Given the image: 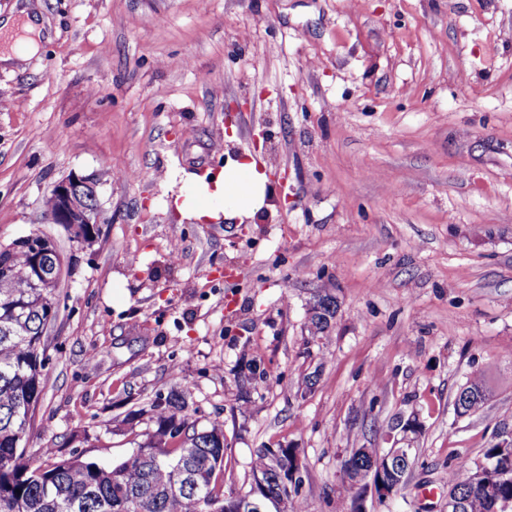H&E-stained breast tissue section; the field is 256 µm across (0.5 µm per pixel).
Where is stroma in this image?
<instances>
[{"mask_svg": "<svg viewBox=\"0 0 512 512\" xmlns=\"http://www.w3.org/2000/svg\"><path fill=\"white\" fill-rule=\"evenodd\" d=\"M39 5L48 37L0 68V245L42 234L63 263L34 462L125 457L178 388L224 423L225 489L291 446L306 512H448L449 471L512 435V0ZM245 153L270 208L178 212ZM72 173L99 179L85 242L44 207ZM480 371L488 404L457 416ZM394 447L417 451L394 499L344 492L352 449ZM336 311L337 304L331 295L326 294L318 298L310 309V331L313 338L322 340L328 337L326 333L329 331L331 319L334 318Z\"/></svg>", "mask_w": 512, "mask_h": 512, "instance_id": "stroma-1", "label": "stroma"}]
</instances>
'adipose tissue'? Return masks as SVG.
Wrapping results in <instances>:
<instances>
[{
	"label": "adipose tissue",
	"mask_w": 512,
	"mask_h": 512,
	"mask_svg": "<svg viewBox=\"0 0 512 512\" xmlns=\"http://www.w3.org/2000/svg\"><path fill=\"white\" fill-rule=\"evenodd\" d=\"M0 32L14 40L13 45L0 52V63L26 62L38 50L43 24L35 6L25 0L15 17L0 23ZM211 182V188L202 189L187 205L194 219L221 217L229 222L238 217H250L264 207L271 195L268 175L253 158L234 161L212 177Z\"/></svg>",
	"instance_id": "obj_1"
}]
</instances>
